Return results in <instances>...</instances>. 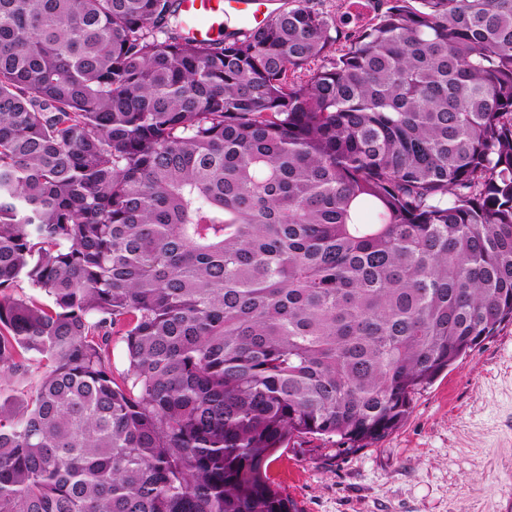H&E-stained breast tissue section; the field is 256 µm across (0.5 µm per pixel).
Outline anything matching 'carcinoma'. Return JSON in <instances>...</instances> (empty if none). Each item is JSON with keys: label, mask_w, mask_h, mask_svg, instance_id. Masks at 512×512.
<instances>
[{"label": "carcinoma", "mask_w": 512, "mask_h": 512, "mask_svg": "<svg viewBox=\"0 0 512 512\" xmlns=\"http://www.w3.org/2000/svg\"><path fill=\"white\" fill-rule=\"evenodd\" d=\"M377 2L0 0V512H298L512 322V0ZM185 19L184 34L193 40H215L224 29L245 32L246 28H235L245 21V12L254 2L247 0H178ZM366 1L369 0H313L312 6L323 11V13L330 19H332L337 29L339 30L338 36L334 28L331 30V36L336 37V41L333 42L327 49L329 56L338 55L345 46L348 45V41L344 38L345 33H352L364 24L372 22L374 12ZM349 17V23L342 25L341 21Z\"/></svg>", "instance_id": "carcinoma-1"}]
</instances>
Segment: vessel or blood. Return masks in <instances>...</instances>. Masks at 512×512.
<instances>
[{
	"mask_svg": "<svg viewBox=\"0 0 512 512\" xmlns=\"http://www.w3.org/2000/svg\"><path fill=\"white\" fill-rule=\"evenodd\" d=\"M184 34L193 40L218 39L220 31H234L245 20L246 0H179Z\"/></svg>",
	"mask_w": 512,
	"mask_h": 512,
	"instance_id": "b4317fda",
	"label": "vessel or blood"
}]
</instances>
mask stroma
Wrapping results in <instances>:
<instances>
[{"label": "stroma", "instance_id": "1", "mask_svg": "<svg viewBox=\"0 0 512 512\" xmlns=\"http://www.w3.org/2000/svg\"><path fill=\"white\" fill-rule=\"evenodd\" d=\"M339 23L329 48L370 23L367 0H312ZM299 512H512V323L417 391L379 440L337 453L307 438L272 462Z\"/></svg>", "mask_w": 512, "mask_h": 512}]
</instances>
